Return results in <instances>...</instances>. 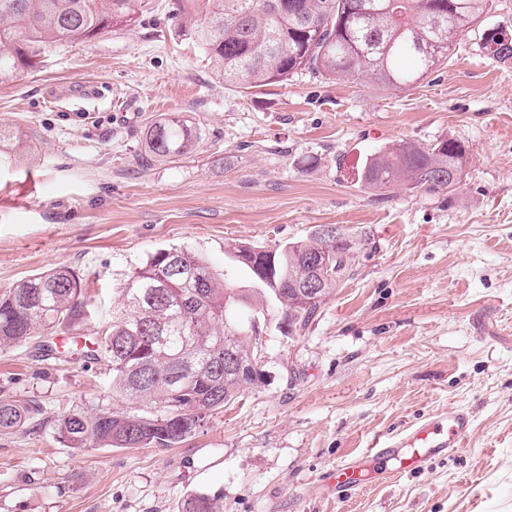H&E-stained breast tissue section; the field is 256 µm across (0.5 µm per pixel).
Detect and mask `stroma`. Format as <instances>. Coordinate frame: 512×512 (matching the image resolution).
<instances>
[{"mask_svg":"<svg viewBox=\"0 0 512 512\" xmlns=\"http://www.w3.org/2000/svg\"><path fill=\"white\" fill-rule=\"evenodd\" d=\"M152 0L131 26L49 48L0 85V293L56 266L83 282L79 333L100 335L127 275L186 248L216 271L238 242L266 246L335 224L353 274L300 334L272 313L262 368L187 441L77 453L56 421L122 410L105 364L0 346V403L40 413L0 432V512H512V59L479 31L404 90L310 73L257 90L219 82L202 47ZM102 96L96 111L80 104ZM183 112L202 137L138 167L150 125ZM463 142L454 195L365 192V157L398 140ZM455 408L468 441L421 472L323 494L336 464Z\"/></svg>","mask_w":512,"mask_h":512,"instance_id":"stroma-1","label":"stroma"}]
</instances>
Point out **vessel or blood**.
<instances>
[{
    "mask_svg": "<svg viewBox=\"0 0 512 512\" xmlns=\"http://www.w3.org/2000/svg\"><path fill=\"white\" fill-rule=\"evenodd\" d=\"M471 428L469 415L452 408L439 418L372 443L353 460L336 465L329 477L328 494L339 501L348 498L368 472L402 476L423 470L431 459L461 447Z\"/></svg>",
    "mask_w": 512,
    "mask_h": 512,
    "instance_id": "vessel-or-blood-1",
    "label": "vessel or blood"
}]
</instances>
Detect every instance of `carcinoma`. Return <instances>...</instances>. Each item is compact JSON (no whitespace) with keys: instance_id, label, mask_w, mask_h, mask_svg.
Masks as SVG:
<instances>
[{"instance_id":"carcinoma-1","label":"carcinoma","mask_w":512,"mask_h":512,"mask_svg":"<svg viewBox=\"0 0 512 512\" xmlns=\"http://www.w3.org/2000/svg\"><path fill=\"white\" fill-rule=\"evenodd\" d=\"M147 0H0V85L34 68L44 50L88 42L131 25ZM492 0H172V12L202 46L215 76L228 86L258 89L308 72L327 80L361 79L411 87L444 60L453 45L491 10ZM484 46L497 60L512 58V38L496 28ZM197 125L172 112L154 122L140 163L173 161L200 140ZM468 160L452 139L389 143L366 157L359 180L385 194L399 187L436 194L456 190ZM355 242L331 240L317 228L303 240L273 248L238 243L219 273L181 248L159 249L135 268L103 336L86 339L78 354L112 370V396L127 412L88 418L69 414L57 423L74 451L96 445L169 448L182 443L246 388L267 375L246 376L230 356L254 355L271 309L279 328L301 333L319 308L301 293L309 261L331 257L339 279L324 282L325 297L351 275ZM82 280L64 266L35 274L0 294V346L76 329L86 315ZM35 406L0 403V431L24 426ZM183 512H220L195 495Z\"/></svg>"}]
</instances>
